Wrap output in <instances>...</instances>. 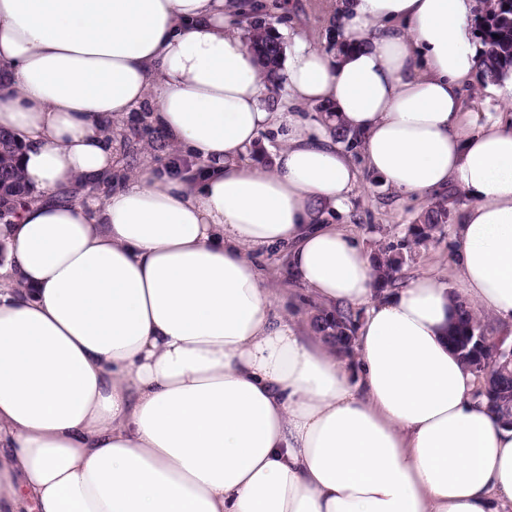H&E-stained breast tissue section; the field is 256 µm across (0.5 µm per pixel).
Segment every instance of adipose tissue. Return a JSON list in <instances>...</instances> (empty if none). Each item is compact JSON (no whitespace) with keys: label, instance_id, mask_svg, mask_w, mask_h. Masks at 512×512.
<instances>
[{"label":"adipose tissue","instance_id":"1","mask_svg":"<svg viewBox=\"0 0 512 512\" xmlns=\"http://www.w3.org/2000/svg\"><path fill=\"white\" fill-rule=\"evenodd\" d=\"M241 0H0V130L32 196L0 224V512H512V426L448 344L447 280L377 294L317 209L368 171L467 203L452 272L512 339V113L463 93L474 0H337L352 51L297 33L269 85ZM333 107L355 165L294 108ZM199 179L120 173L138 112ZM284 128L272 170L245 159ZM284 247L313 304L361 309L336 354L267 288Z\"/></svg>","mask_w":512,"mask_h":512}]
</instances>
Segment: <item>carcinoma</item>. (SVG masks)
<instances>
[{"label": "carcinoma", "instance_id": "1", "mask_svg": "<svg viewBox=\"0 0 512 512\" xmlns=\"http://www.w3.org/2000/svg\"><path fill=\"white\" fill-rule=\"evenodd\" d=\"M478 3L474 30L476 39L482 45L479 70L486 80L494 82L512 72V0H478ZM245 23L246 46L257 55L268 80L273 83L278 78L277 71L282 54L276 18L269 12V6L258 3L251 5ZM319 112L321 121L333 128L336 142L347 149H356L357 136L343 127L332 108L321 105ZM134 125L140 135L149 136L159 150H164V137L161 132L145 123V117L137 118ZM21 152V141L0 131L1 222L15 217L18 206L31 195L19 169ZM162 170L167 175L191 182L199 178L203 167L194 160L170 153ZM454 219V213L448 209V197L441 195L409 225L401 240L378 242L372 248L374 288L382 293L399 287L402 284L404 267L416 261L419 248L437 241V237L444 234L446 226ZM454 303L455 317L448 328V344L466 362L468 355L474 352L471 337L479 335L491 340L496 337L498 330L483 325L466 300L457 297ZM360 317V310L341 306L334 309L315 307L311 315L315 330L327 337L336 351L347 358L354 355V349L348 345V340L354 335L355 324ZM507 357L505 351L499 355H485L484 359H492L493 368L487 375L477 374L484 382L483 393L492 412L504 423L512 421V371L505 372L501 368V362Z\"/></svg>", "mask_w": 512, "mask_h": 512}]
</instances>
